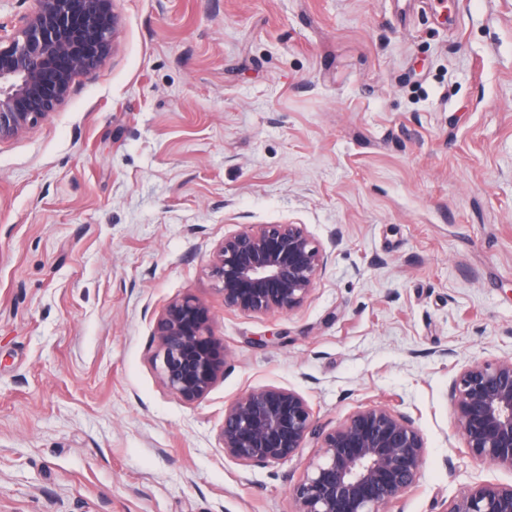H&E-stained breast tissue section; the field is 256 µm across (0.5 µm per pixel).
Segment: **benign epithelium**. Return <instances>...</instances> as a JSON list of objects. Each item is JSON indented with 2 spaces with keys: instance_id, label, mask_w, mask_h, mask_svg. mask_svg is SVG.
Returning a JSON list of instances; mask_svg holds the SVG:
<instances>
[{
  "instance_id": "1",
  "label": "benign epithelium",
  "mask_w": 512,
  "mask_h": 512,
  "mask_svg": "<svg viewBox=\"0 0 512 512\" xmlns=\"http://www.w3.org/2000/svg\"><path fill=\"white\" fill-rule=\"evenodd\" d=\"M25 26L0 35V142L49 116L75 77L109 55L116 17L112 0H36ZM326 264L303 224H254L224 236L211 267L224 307L247 314L298 309ZM162 384L192 404L224 374L225 349L213 336L209 308L186 296L168 304L154 332ZM467 454L512 469V358L465 367L449 394ZM320 439L290 494L297 512H390L419 481L426 456L420 430L380 404L318 427L309 402L276 385L253 387L224 408V454L251 467L286 461L308 437ZM440 512H512V485L479 483L441 504Z\"/></svg>"
}]
</instances>
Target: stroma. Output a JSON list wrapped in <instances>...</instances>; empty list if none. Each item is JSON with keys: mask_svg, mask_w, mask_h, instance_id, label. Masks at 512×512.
<instances>
[{"mask_svg": "<svg viewBox=\"0 0 512 512\" xmlns=\"http://www.w3.org/2000/svg\"><path fill=\"white\" fill-rule=\"evenodd\" d=\"M112 52L0 142V512H295L316 455L244 467L219 441L247 389L319 425L412 418L439 512L512 469L466 453L448 391L512 358V0H113ZM302 224L327 264L301 307L226 309L210 256ZM207 304L226 351L170 393L153 328Z\"/></svg>", "mask_w": 512, "mask_h": 512, "instance_id": "obj_1", "label": "stroma"}]
</instances>
